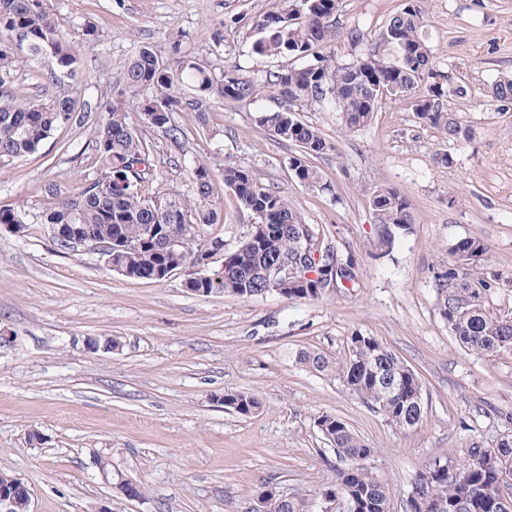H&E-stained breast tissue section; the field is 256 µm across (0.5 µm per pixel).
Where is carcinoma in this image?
<instances>
[{
	"label": "carcinoma",
	"mask_w": 512,
	"mask_h": 512,
	"mask_svg": "<svg viewBox=\"0 0 512 512\" xmlns=\"http://www.w3.org/2000/svg\"><path fill=\"white\" fill-rule=\"evenodd\" d=\"M340 0H273L272 7L252 20V52L261 60L295 59L297 65L275 71L244 74L226 70L216 81L188 60L181 46L165 60L148 46L141 47L124 65L122 87L103 110L101 129L93 144L96 170L70 191L57 183L45 188L43 202L34 211L0 207V224H71L89 227L94 238L128 248L130 278L151 280L155 273L192 269L207 250L224 237L207 232L220 223L221 212L212 199L209 168L192 162L183 170L186 192H180L164 175L161 162L148 149L145 135L152 129L172 143L187 137L174 113L190 109L199 129L207 126L208 111L199 98H217L250 106L265 92L280 100L278 109L259 110L258 122L281 141L297 147L289 158L293 175L304 187L331 191L315 159L333 150L317 127L299 113L310 107L331 109L340 115L348 132L371 124L384 99L407 103L421 123L438 130L446 140L469 138L470 130L448 118L449 92L440 84L424 86L432 74L431 52L422 36L426 22L425 0H405L381 31L389 52L373 49L350 62L339 63L331 48L339 37ZM55 59L58 69L74 77L78 70L76 36L63 30L54 16L51 0H0V165L36 154L58 128L89 120L92 111H79L75 101L53 74L46 76V99L18 98L10 93L23 60L43 56ZM197 99L185 97V88ZM498 101L512 98V78L491 85ZM137 113L134 124L131 113ZM224 186L252 219L238 247L227 252L225 268L208 271V277H190L192 294L208 297L228 294L243 300L262 297L268 284L262 269L276 261L299 259L298 237L306 230L321 235L320 226L306 223L302 213L283 192L261 183L241 164L224 167ZM371 207L379 224L382 245L391 247L394 233H407L414 224L409 200L387 188L373 197ZM179 239L183 245L174 247ZM488 246L476 237L459 240L451 249L455 261L471 253L485 255ZM313 275L305 285L283 286L286 300L317 299L329 292L319 287L321 269L306 264ZM488 290L497 279L483 273L482 261L470 262L464 272L448 269L441 288L448 290L443 314L448 328L465 348L493 354L512 350V321L487 311L477 300L473 284ZM343 386L385 420L412 429L423 421L424 383L420 375L374 336H350L348 356L339 364ZM397 381L386 393V379ZM224 406L248 416L260 408L258 398L244 391L227 390ZM318 429L336 448L346 466L336 471L335 484L326 490L343 499L349 512H389L388 491L364 466L370 448L342 418L323 414ZM512 488V434L493 447L475 446L465 462L450 466L436 460L411 480L405 512H421L418 504L433 505L430 512H504L499 493Z\"/></svg>",
	"instance_id": "cac0c4a2"
}]
</instances>
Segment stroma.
I'll use <instances>...</instances> for the list:
<instances>
[{"label": "stroma", "instance_id": "obj_1", "mask_svg": "<svg viewBox=\"0 0 512 512\" xmlns=\"http://www.w3.org/2000/svg\"><path fill=\"white\" fill-rule=\"evenodd\" d=\"M337 62L375 43L404 0H341ZM272 0H52L80 46L78 101L105 105L140 47L170 56L173 44L221 76L258 64L248 33ZM425 40L433 80L454 89L452 113L472 130L445 141L407 104L389 101L371 124L342 129L337 113L307 109L335 149L317 159L327 193L294 178L295 148L257 121L253 108L208 99L209 123L176 113L190 135L150 145L210 170L223 223L213 230L234 248L251 218L224 185L228 163L251 167L288 195L307 223L323 228L358 264L360 286L317 300L269 296L244 301L188 293L183 272L155 282L124 277L96 255L58 249L45 225L25 235L0 230V471L32 492L30 512H253L268 486L321 512L341 466L316 420L344 419L373 450L365 466L402 512L414 474L436 459L459 463L473 444L494 446L512 432V350L489 356L462 347L442 315L439 281L450 250L477 237L489 248L485 272L499 279L482 304L512 319V100L487 95L512 75V0H427ZM97 119L59 128L39 153L0 167V206L31 207L55 182L74 189L92 171ZM450 162L436 163V153ZM390 187L410 201L415 223L391 248L378 241L370 199ZM361 332L379 338L422 378L424 417L416 428L390 425L343 386L338 364ZM112 337L120 346L90 351ZM325 356L318 372L296 354ZM228 390L253 393L259 410L226 408ZM108 461L100 469V461ZM144 488L126 499L120 479Z\"/></svg>", "mask_w": 512, "mask_h": 512}]
</instances>
